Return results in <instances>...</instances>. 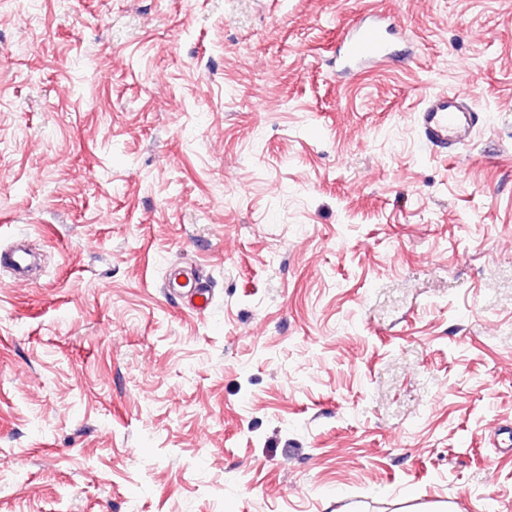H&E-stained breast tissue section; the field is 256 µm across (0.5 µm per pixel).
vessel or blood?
Returning a JSON list of instances; mask_svg holds the SVG:
<instances>
[{
    "label": "vessel or blood",
    "instance_id": "obj_1",
    "mask_svg": "<svg viewBox=\"0 0 512 512\" xmlns=\"http://www.w3.org/2000/svg\"><path fill=\"white\" fill-rule=\"evenodd\" d=\"M406 50L397 38V29L389 18L373 14L361 18L346 34L336 53V70L350 74L386 59H399ZM479 116L470 105L467 91L429 95L417 113V122L426 141L434 147L454 148L471 135ZM165 290L184 299L190 309L204 312L208 295L202 283L184 288L176 275H169Z\"/></svg>",
    "mask_w": 512,
    "mask_h": 512
}]
</instances>
